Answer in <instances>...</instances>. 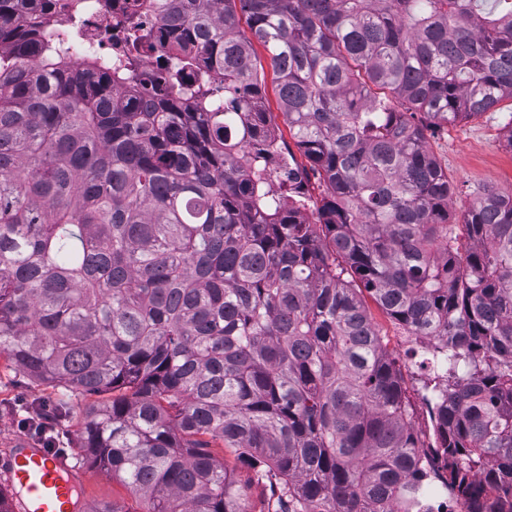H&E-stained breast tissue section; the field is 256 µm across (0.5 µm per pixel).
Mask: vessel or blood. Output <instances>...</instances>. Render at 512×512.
I'll return each instance as SVG.
<instances>
[{
	"mask_svg": "<svg viewBox=\"0 0 512 512\" xmlns=\"http://www.w3.org/2000/svg\"><path fill=\"white\" fill-rule=\"evenodd\" d=\"M0 481L11 489L10 512H79L83 481L67 457L22 439L0 457Z\"/></svg>",
	"mask_w": 512,
	"mask_h": 512,
	"instance_id": "vessel-or-blood-1",
	"label": "vessel or blood"
}]
</instances>
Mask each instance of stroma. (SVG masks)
Segmentation results:
<instances>
[{
  "label": "stroma",
  "mask_w": 512,
  "mask_h": 512,
  "mask_svg": "<svg viewBox=\"0 0 512 512\" xmlns=\"http://www.w3.org/2000/svg\"><path fill=\"white\" fill-rule=\"evenodd\" d=\"M511 120L512 102L505 100L495 111L426 130L430 150L447 168L454 185L453 223L462 224L464 211L485 186L512 189V148L506 144V136L511 132L507 123ZM364 303L402 379L415 431L425 446H435L436 429L426 423L428 406L423 399L426 373L419 366L418 345L409 331L386 315L372 298H365ZM41 407L54 414L59 445L66 456L88 476L82 491L83 512H94L98 505L112 501L124 505L127 512H143V502L123 484L84 460V450L77 438L82 421L77 402L31 381L0 359V454L13 448L18 439H33V432L20 428L18 421L25 412ZM224 465L245 490L242 508L246 512H267L268 486L254 480L245 462L232 452H225Z\"/></svg>",
  "instance_id": "1"
}]
</instances>
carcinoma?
Instances as JSON below:
<instances>
[{"label": "carcinoma", "instance_id": "carcinoma-1", "mask_svg": "<svg viewBox=\"0 0 512 512\" xmlns=\"http://www.w3.org/2000/svg\"><path fill=\"white\" fill-rule=\"evenodd\" d=\"M47 0H0V357L89 403L85 459L144 512H413L436 482L512 512V191L448 223L439 127L512 100V0H169L163 90L134 0L112 66L68 64ZM246 16L251 37L239 33ZM325 185L270 193L281 143L253 64ZM217 71L224 84L210 82ZM413 336L437 446L360 297ZM224 465L229 472H233L239 484L243 486L245 495L241 500V508L246 512H267L270 490L263 483L253 479L246 463L236 454L224 449Z\"/></svg>", "mask_w": 512, "mask_h": 512}]
</instances>
